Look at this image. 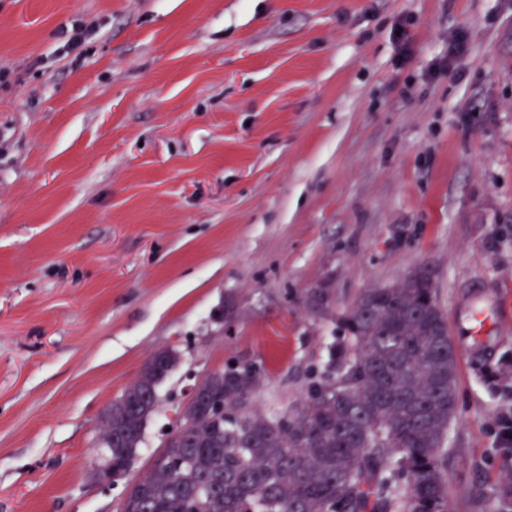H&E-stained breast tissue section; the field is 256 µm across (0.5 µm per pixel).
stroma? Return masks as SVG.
Wrapping results in <instances>:
<instances>
[{
    "mask_svg": "<svg viewBox=\"0 0 512 512\" xmlns=\"http://www.w3.org/2000/svg\"><path fill=\"white\" fill-rule=\"evenodd\" d=\"M0 71V512H120L100 417L155 352L181 360L127 482L232 360L265 365L252 409L302 404L341 333L308 289L341 312L421 265L448 512L512 479V0H0Z\"/></svg>",
    "mask_w": 512,
    "mask_h": 512,
    "instance_id": "1",
    "label": "stroma"
}]
</instances>
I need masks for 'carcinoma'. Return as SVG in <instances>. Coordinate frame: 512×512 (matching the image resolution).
I'll use <instances>...</instances> for the list:
<instances>
[{
	"label": "carcinoma",
	"mask_w": 512,
	"mask_h": 512,
	"mask_svg": "<svg viewBox=\"0 0 512 512\" xmlns=\"http://www.w3.org/2000/svg\"><path fill=\"white\" fill-rule=\"evenodd\" d=\"M307 303L342 325L312 374L307 399L282 412L247 404L266 376L238 361L207 376L185 410L197 425L168 434L125 498V512H448L442 472L457 414L456 356L426 266L368 288L338 313L329 288ZM180 361L165 348L101 420L119 472L137 457L157 409L153 390ZM483 512L512 503V480Z\"/></svg>",
	"instance_id": "carcinoma-1"
}]
</instances>
